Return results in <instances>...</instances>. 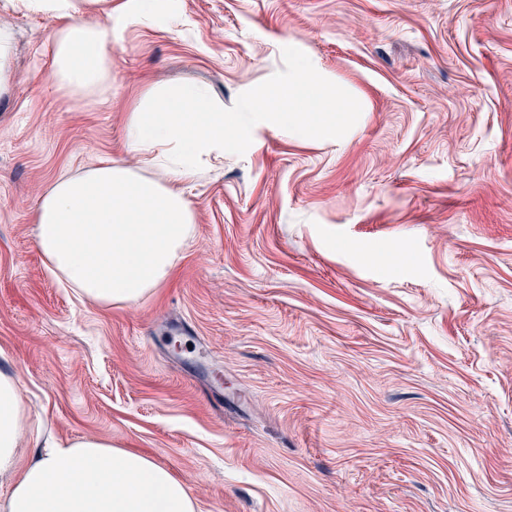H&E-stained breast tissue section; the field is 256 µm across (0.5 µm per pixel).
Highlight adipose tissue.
I'll use <instances>...</instances> for the list:
<instances>
[{
  "mask_svg": "<svg viewBox=\"0 0 512 512\" xmlns=\"http://www.w3.org/2000/svg\"><path fill=\"white\" fill-rule=\"evenodd\" d=\"M48 5L67 20L52 46L54 77L83 100L107 79L110 37L75 18L74 0ZM353 109L310 56H291L282 78L252 86L235 118L211 106L204 85H171L148 108L129 113L126 123L130 149L160 163L164 178L117 161L60 178L33 215L46 268L94 304L141 302L180 259L194 222L181 186L204 159L252 148L269 131L335 132ZM27 428L19 380L0 371V477L11 481L0 512H196L170 469L93 437L50 444L19 465Z\"/></svg>",
  "mask_w": 512,
  "mask_h": 512,
  "instance_id": "ef3b65f1",
  "label": "adipose tissue"
}]
</instances>
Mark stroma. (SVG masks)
<instances>
[{"instance_id": "obj_1", "label": "stroma", "mask_w": 512, "mask_h": 512, "mask_svg": "<svg viewBox=\"0 0 512 512\" xmlns=\"http://www.w3.org/2000/svg\"><path fill=\"white\" fill-rule=\"evenodd\" d=\"M106 84L51 78L62 20L0 0V371L57 441L150 454L196 512H512V0H145ZM315 57L358 104L203 164L172 275L104 308L33 234L61 174L126 145L150 94L225 111ZM223 377V399L208 376Z\"/></svg>"}]
</instances>
